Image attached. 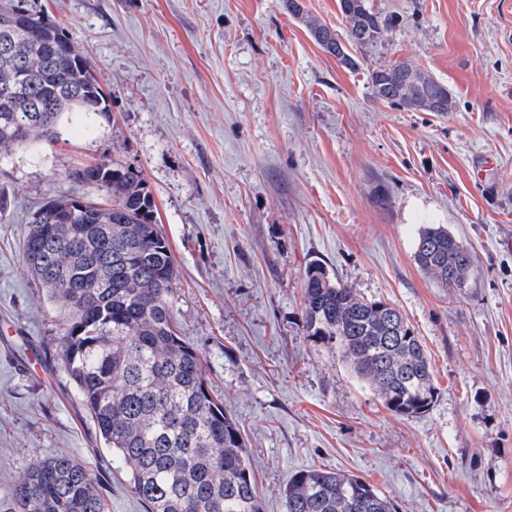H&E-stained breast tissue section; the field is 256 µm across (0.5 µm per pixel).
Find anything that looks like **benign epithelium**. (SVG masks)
Segmentation results:
<instances>
[{"label":"benign epithelium","instance_id":"1","mask_svg":"<svg viewBox=\"0 0 512 512\" xmlns=\"http://www.w3.org/2000/svg\"><path fill=\"white\" fill-rule=\"evenodd\" d=\"M356 43L369 45L379 40L383 29L373 30L365 25L363 16L353 14ZM379 74L375 94L388 102L397 101L411 112H450L453 106L441 92L430 73L406 62H395L376 68Z\"/></svg>","mask_w":512,"mask_h":512}]
</instances>
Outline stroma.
I'll use <instances>...</instances> for the list:
<instances>
[{
  "label": "stroma",
  "mask_w": 512,
  "mask_h": 512,
  "mask_svg": "<svg viewBox=\"0 0 512 512\" xmlns=\"http://www.w3.org/2000/svg\"><path fill=\"white\" fill-rule=\"evenodd\" d=\"M88 56L109 119L70 116L57 142L0 159V512L59 453L99 474L107 512H145L96 440L57 356L59 310L22 267L31 214L101 204L73 169L141 171L178 270L175 321L246 439L264 512L290 475L346 471L397 512H512V0H370L394 23L340 65L284 0H28ZM407 61L451 112L376 100L373 68ZM471 250L462 289L425 277L420 229ZM397 308L437 395L389 411L302 331L309 264Z\"/></svg>",
  "instance_id": "35a3bbf8"
}]
</instances>
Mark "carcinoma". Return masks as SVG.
Masks as SVG:
<instances>
[{
    "label": "carcinoma",
    "mask_w": 512,
    "mask_h": 512,
    "mask_svg": "<svg viewBox=\"0 0 512 512\" xmlns=\"http://www.w3.org/2000/svg\"><path fill=\"white\" fill-rule=\"evenodd\" d=\"M26 9L27 0H0V152L57 141L71 112L110 118L102 88L90 85L89 60L55 20L35 12L20 29L1 24ZM297 17L310 34L324 31L322 49L336 43L335 31L304 8ZM70 176L97 177L106 204L47 236L44 225L71 199L47 203L42 219L29 222L23 263L60 309L62 365L95 434L146 512H263L240 430L177 330L175 263L141 172L101 160ZM414 259L450 290L465 286L473 264L470 249L443 225L420 231ZM302 329L335 348L389 411L412 417L434 402L427 350L401 314L359 297L319 264L306 268ZM13 498L14 512L106 509L100 478L67 455L32 466ZM284 512L396 510L355 475L309 469L289 477Z\"/></svg>",
    "instance_id": "1"
}]
</instances>
